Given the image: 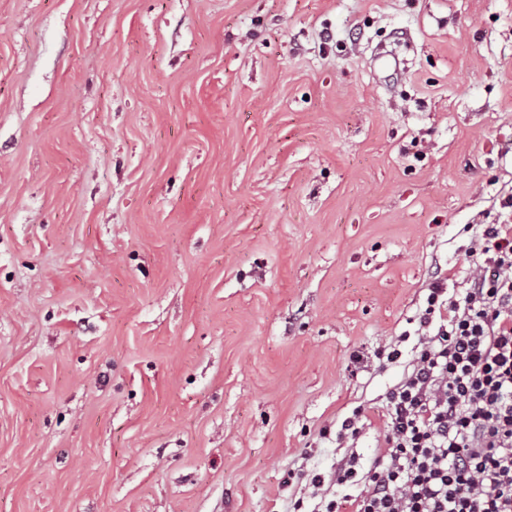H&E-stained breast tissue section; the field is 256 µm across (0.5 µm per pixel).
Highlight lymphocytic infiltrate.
<instances>
[{
  "label": "lymphocytic infiltrate",
  "mask_w": 512,
  "mask_h": 512,
  "mask_svg": "<svg viewBox=\"0 0 512 512\" xmlns=\"http://www.w3.org/2000/svg\"><path fill=\"white\" fill-rule=\"evenodd\" d=\"M461 296L436 270L416 353L386 394L387 448L336 464L326 512H512V224L476 236ZM358 494H350V487Z\"/></svg>",
  "instance_id": "lymphocytic-infiltrate-1"
}]
</instances>
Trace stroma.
Here are the masks:
<instances>
[{"label": "stroma", "instance_id": "stroma-1", "mask_svg": "<svg viewBox=\"0 0 512 512\" xmlns=\"http://www.w3.org/2000/svg\"><path fill=\"white\" fill-rule=\"evenodd\" d=\"M511 197L512 0H0V512H323ZM371 424L372 422L365 409L360 406L356 407L352 411V415L342 421L341 429L337 434V440L342 441L348 437L356 438L365 426H370Z\"/></svg>", "mask_w": 512, "mask_h": 512}]
</instances>
